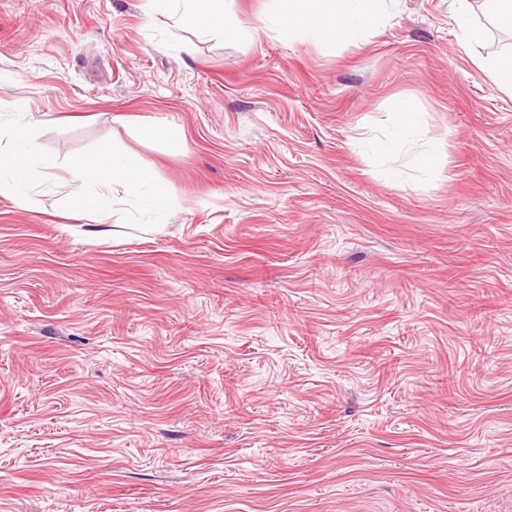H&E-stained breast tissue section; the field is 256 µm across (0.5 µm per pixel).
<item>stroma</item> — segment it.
<instances>
[{
  "instance_id": "35a3bbf8",
  "label": "stroma",
  "mask_w": 512,
  "mask_h": 512,
  "mask_svg": "<svg viewBox=\"0 0 512 512\" xmlns=\"http://www.w3.org/2000/svg\"><path fill=\"white\" fill-rule=\"evenodd\" d=\"M144 4L0 0V127L44 160L0 193V512H512V31ZM105 148L167 210L79 212L55 182ZM155 14L175 19L181 25L191 24L203 31H222L224 38H245L236 17L224 13L223 0H146ZM483 68L501 91L512 96V53L491 60Z\"/></svg>"
}]
</instances>
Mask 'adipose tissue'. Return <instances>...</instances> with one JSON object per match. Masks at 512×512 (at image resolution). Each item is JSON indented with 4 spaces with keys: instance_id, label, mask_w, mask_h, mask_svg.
Returning a JSON list of instances; mask_svg holds the SVG:
<instances>
[{
    "instance_id": "ef3b65f1",
    "label": "adipose tissue",
    "mask_w": 512,
    "mask_h": 512,
    "mask_svg": "<svg viewBox=\"0 0 512 512\" xmlns=\"http://www.w3.org/2000/svg\"><path fill=\"white\" fill-rule=\"evenodd\" d=\"M282 12L272 15L270 24L287 26L315 38L340 34L348 41L360 40L373 24L382 0H284ZM147 7L176 23L190 24L207 32H222L228 38L244 37L238 20L224 10V0H147ZM41 160L29 135L20 128L7 134L0 145V189L13 191L25 199L26 190ZM78 183H67V193L82 207L95 203L93 188L118 185L128 194L147 196L152 209L164 210L170 199L169 188L153 180L130 158H119L110 152L77 160Z\"/></svg>"
}]
</instances>
